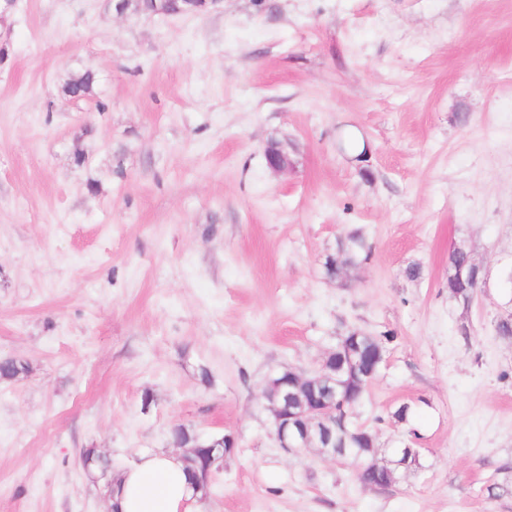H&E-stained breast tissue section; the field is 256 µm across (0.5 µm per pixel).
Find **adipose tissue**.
Listing matches in <instances>:
<instances>
[{"mask_svg":"<svg viewBox=\"0 0 512 512\" xmlns=\"http://www.w3.org/2000/svg\"><path fill=\"white\" fill-rule=\"evenodd\" d=\"M116 480L115 512H182L194 497L185 465L173 455L142 454L137 464L117 471Z\"/></svg>","mask_w":512,"mask_h":512,"instance_id":"1","label":"adipose tissue"}]
</instances>
